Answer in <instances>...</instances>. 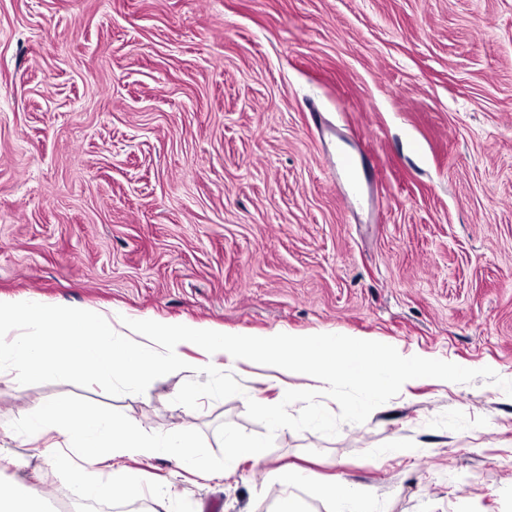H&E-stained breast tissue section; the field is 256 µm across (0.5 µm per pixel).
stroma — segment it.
Returning a JSON list of instances; mask_svg holds the SVG:
<instances>
[{"mask_svg":"<svg viewBox=\"0 0 512 512\" xmlns=\"http://www.w3.org/2000/svg\"><path fill=\"white\" fill-rule=\"evenodd\" d=\"M369 154L380 215L334 173L312 119ZM0 296L234 334H342L512 380V0H0ZM243 392L173 404L0 373V483L76 512L27 407L111 410L144 434L279 403L277 371L227 365ZM206 381V374L196 376ZM221 481L177 457L128 463L170 512H512V397L483 379L411 382L329 437L279 429ZM302 470L281 488L275 471ZM379 501L367 494L349 495L337 505V512H382Z\"/></svg>","mask_w":512,"mask_h":512,"instance_id":"1","label":"stroma"}]
</instances>
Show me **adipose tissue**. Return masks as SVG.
I'll use <instances>...</instances> for the list:
<instances>
[{
    "mask_svg": "<svg viewBox=\"0 0 512 512\" xmlns=\"http://www.w3.org/2000/svg\"><path fill=\"white\" fill-rule=\"evenodd\" d=\"M24 418L30 434L45 440L46 452L55 453L61 445L70 451V480L93 500L134 499L140 496L141 489L131 485L121 490L112 487L110 482L91 478L87 468L92 464L102 470L121 469L130 460L174 455L185 469L201 478L213 480L222 476L221 471L187 452L190 436L186 433L161 438L140 437L115 428L112 416L107 412L82 415L71 406L58 402L35 404L26 410Z\"/></svg>",
    "mask_w": 512,
    "mask_h": 512,
    "instance_id": "ef3b65f1",
    "label": "adipose tissue"
}]
</instances>
